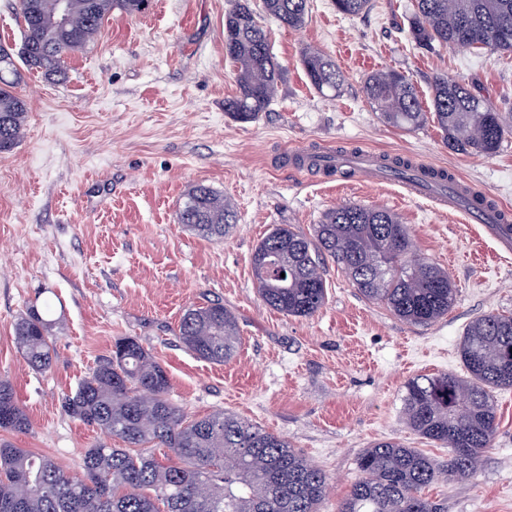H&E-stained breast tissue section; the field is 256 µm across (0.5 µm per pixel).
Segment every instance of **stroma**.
Here are the masks:
<instances>
[{
  "mask_svg": "<svg viewBox=\"0 0 512 512\" xmlns=\"http://www.w3.org/2000/svg\"><path fill=\"white\" fill-rule=\"evenodd\" d=\"M309 2L299 28L263 19L284 77L252 123L224 112L236 92L224 17L236 0H148L137 14L113 11L61 74L24 72V135L0 155V378L11 382L30 429L0 430V440L80 473L84 450L107 436L67 415L61 399L111 356L116 339L130 336L166 369L170 398L188 417L237 415L321 468L328 489L320 512H338L360 477L358 457L374 442L397 440L447 461L446 448L406 426L405 386L418 376L463 374L458 343L467 324L484 313L512 315V259L492 262L494 246L479 225L408 195L400 181L362 185L299 158L317 148L408 157L512 209V53L422 52L403 24L414 0H371L355 17L338 13L333 0ZM308 47L343 71L337 91L309 85L301 64ZM389 69L410 76L425 106L435 75L504 105L500 150L458 153L435 123H385L364 83ZM198 183L236 206L223 240L178 221L183 194ZM343 203L401 217L417 254L456 286L448 315L407 324L365 300L329 259L326 300L313 316L265 305L252 270L258 243L278 224L312 234ZM209 300L232 311L241 336L221 365L197 359L175 334L184 310ZM47 302L53 362L38 372L18 352L13 323ZM493 396L497 432L470 481L443 478L421 490L445 512H512V388Z\"/></svg>",
  "mask_w": 512,
  "mask_h": 512,
  "instance_id": "stroma-1",
  "label": "stroma"
}]
</instances>
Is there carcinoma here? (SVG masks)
Masks as SVG:
<instances>
[{
	"label": "carcinoma",
	"instance_id": "carcinoma-1",
	"mask_svg": "<svg viewBox=\"0 0 512 512\" xmlns=\"http://www.w3.org/2000/svg\"><path fill=\"white\" fill-rule=\"evenodd\" d=\"M145 0H67L71 28L57 22L58 0H18L23 26L19 58L0 47V154L11 152L23 135L27 104L15 92L22 63L45 75L61 73L63 59L84 49L100 32L112 9L141 10ZM336 10L356 16L370 0H334ZM266 13L290 28L301 26L308 0H263ZM409 34L426 52L454 47L466 38L479 47L512 52V0H417ZM226 56L235 66L237 93L224 100L232 120H259L271 102L282 68L270 52L268 33L250 0H237L224 20ZM310 86L337 90L342 72L328 56L308 49L301 58ZM431 110L425 111L412 79L397 70L372 74L367 97L384 120L413 129L427 119L440 128L449 149L492 155L507 128L498 105L462 84L429 80ZM397 180L410 178L414 164L382 158ZM230 200L196 184L184 195L179 222L191 232L222 239L236 223ZM400 217L383 208L345 204L325 212L308 238L291 224H279L256 246L252 266L263 302L287 316L310 317L324 304L321 261L339 264L359 294L385 305L400 320L430 325L448 314L455 284L448 272L419 257ZM53 323L30 307L13 323L17 349L37 371L52 364ZM178 338L200 359L221 364L236 352L235 316L210 302L184 310ZM465 374L447 373L410 380L405 423L423 437L451 449L442 465L416 448L381 441L358 458L362 478L339 512H442L419 491L440 476L468 480L492 447L497 411L491 390L512 388V316L488 313L467 325L459 343ZM164 367L133 337L115 341L102 360L61 400L68 415L126 443H101L84 451V473L73 476L49 458L0 444V512H319L327 477L317 465L280 437L230 413L188 418L169 399ZM0 429L23 431L29 421L11 383L0 379ZM153 448H166L160 461Z\"/></svg>",
	"mask_w": 512,
	"mask_h": 512
}]
</instances>
